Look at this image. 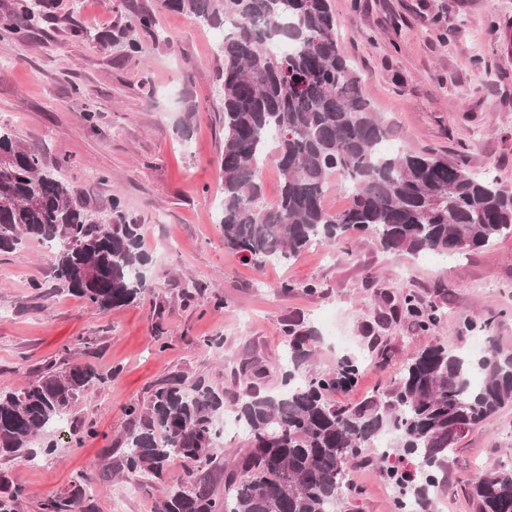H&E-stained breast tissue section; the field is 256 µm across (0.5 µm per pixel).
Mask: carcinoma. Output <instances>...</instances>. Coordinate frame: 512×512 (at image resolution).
I'll use <instances>...</instances> for the list:
<instances>
[{"label": "carcinoma", "mask_w": 512, "mask_h": 512, "mask_svg": "<svg viewBox=\"0 0 512 512\" xmlns=\"http://www.w3.org/2000/svg\"><path fill=\"white\" fill-rule=\"evenodd\" d=\"M52 0L0 13V28L24 38L52 17ZM164 7L220 28L218 75L224 113V173L217 215L224 246L255 268L286 261L314 244L336 246L352 232L374 236L387 252L419 256L481 249L512 236V191L445 156L383 149L387 130L362 80L340 49L331 0H163ZM278 171L279 193L265 202L264 162ZM348 205L329 212L331 176ZM49 244L55 278L100 312L133 303L146 287L134 275L149 262L141 225L119 195L106 218L88 211L78 191L49 170L14 132L0 126V252ZM404 309L422 331L446 313L409 294ZM497 315L469 321L488 343L481 354L443 343L413 351L397 378L353 407L331 396L351 384L358 360L313 368L317 331L284 323L281 386L260 389L267 370L246 361L250 386L237 400L241 448H223L216 424L224 387L181 374L160 380L145 410L132 406L116 444L115 467L159 481L178 463L183 481L167 488L159 512H338L355 491L353 465L378 466L396 489L395 512H431L448 483V453L461 436L512 405V348L496 336ZM96 377L88 366L51 363L23 388H0V457L35 460L33 436L65 420ZM391 436L384 449L375 447ZM224 482V493L215 484ZM475 512H512V465L468 488ZM82 493L49 499L46 512H87Z\"/></svg>", "instance_id": "cac0c4a2"}]
</instances>
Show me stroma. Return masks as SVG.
<instances>
[{"mask_svg":"<svg viewBox=\"0 0 512 512\" xmlns=\"http://www.w3.org/2000/svg\"><path fill=\"white\" fill-rule=\"evenodd\" d=\"M56 2L50 23L29 38L0 30V124L47 167H62L88 209L108 213L120 195L151 264L137 300L102 313L56 281L39 243L0 253V386L20 389L48 362H77L99 375L61 425L31 439L34 462L0 460V482L23 490L18 512H43L77 477L91 512H156L183 471L170 467L162 483L113 475L129 407L144 406L158 381L178 373L243 392L234 373L246 358L269 365L265 387L278 390L286 318L317 329L318 367H333L343 354L361 358L356 384L335 394L344 406L381 391L414 350L438 341L471 350L477 331L464 323L487 312L497 313L498 334L512 347V237L415 258L362 234L335 247L312 245L287 263L257 269L242 261L225 248L217 222L224 149L217 32L162 0ZM332 4L339 45L390 141L448 155L512 187V0ZM133 6L154 15L155 34L130 28ZM86 30L136 39L147 58L127 56L123 43L101 48L83 38ZM408 294L445 309L441 329L421 332L389 313ZM369 332L391 352L389 364L369 356ZM210 336L223 346L206 347ZM76 431L85 435L78 447ZM50 443L57 454L41 455ZM501 464H512V406L459 439L433 512H475L469 484ZM351 479L359 491L353 512H394L396 492L379 469L353 468Z\"/></svg>","mask_w":512,"mask_h":512,"instance_id":"stroma-1","label":"stroma"}]
</instances>
